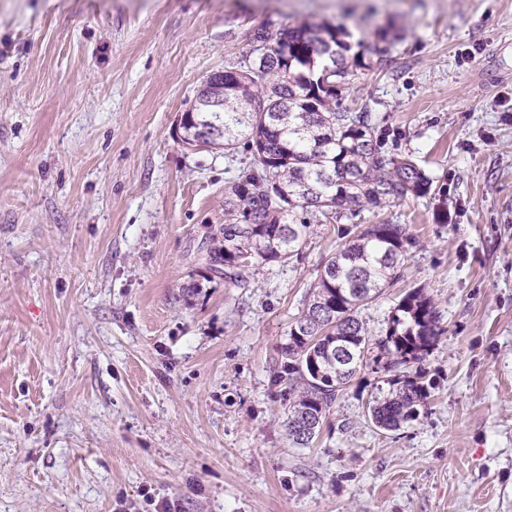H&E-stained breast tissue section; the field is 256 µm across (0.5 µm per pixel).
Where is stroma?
I'll return each instance as SVG.
<instances>
[{
    "label": "stroma",
    "mask_w": 512,
    "mask_h": 512,
    "mask_svg": "<svg viewBox=\"0 0 512 512\" xmlns=\"http://www.w3.org/2000/svg\"><path fill=\"white\" fill-rule=\"evenodd\" d=\"M407 37L343 105L381 116L429 195L338 221L231 288L208 261L247 159L177 138L253 34ZM402 224L383 336L423 288L445 330L424 413L376 428L365 370L310 447L275 381L353 224ZM512 512V0H0V512Z\"/></svg>",
    "instance_id": "obj_1"
}]
</instances>
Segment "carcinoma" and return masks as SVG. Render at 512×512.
Segmentation results:
<instances>
[{"label":"carcinoma","instance_id":"1","mask_svg":"<svg viewBox=\"0 0 512 512\" xmlns=\"http://www.w3.org/2000/svg\"><path fill=\"white\" fill-rule=\"evenodd\" d=\"M387 28L378 43L354 45L329 23L283 28L255 36L243 65L224 71V107L200 106L184 126L189 134L218 124L208 146L231 156L244 149L246 170L231 187L239 219L224 224L211 249L224 282L247 286L255 258L276 261L299 251L309 224L302 215L340 220L366 206L430 194L433 178L411 159L382 149L378 117L349 112L350 77L386 60L403 40ZM412 238L403 224H356L321 270L306 309L291 325L277 381L288 394L286 427L299 448L318 438L336 399L366 368L390 374L389 390L371 397L373 424L393 431L419 418L432 384L408 365L423 359L444 329L432 299L409 290L395 306L385 337L369 334L358 313L399 278Z\"/></svg>","mask_w":512,"mask_h":512}]
</instances>
